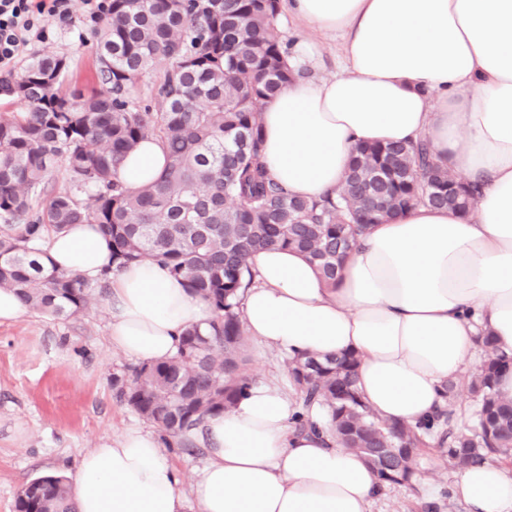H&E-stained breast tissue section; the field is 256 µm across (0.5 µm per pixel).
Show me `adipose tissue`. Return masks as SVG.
<instances>
[{
    "label": "adipose tissue",
    "instance_id": "1",
    "mask_svg": "<svg viewBox=\"0 0 512 512\" xmlns=\"http://www.w3.org/2000/svg\"><path fill=\"white\" fill-rule=\"evenodd\" d=\"M303 27L291 65L319 54L314 34L342 37L344 67L299 77L261 113L270 176L290 195L334 194L356 144L430 143L435 158L479 182L468 215L416 205L373 225L336 287L299 252L251 261L241 300L249 338L287 355L360 359L357 389L383 420L415 424L443 402L480 353L481 332L512 354V0H287ZM167 155L143 141L119 170L129 188L156 178ZM44 262L95 281L111 248L94 224L47 236ZM113 347L141 361L173 355L207 303L154 261L111 274ZM295 407L254 385L196 432L208 459L191 483L198 512H368L380 494L363 457L326 432L292 428ZM181 476L150 431L101 442L72 478L76 512H184ZM455 493L473 512H512V468L461 471Z\"/></svg>",
    "mask_w": 512,
    "mask_h": 512
}]
</instances>
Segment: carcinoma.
Wrapping results in <instances>:
<instances>
[{"label": "carcinoma", "instance_id": "obj_1", "mask_svg": "<svg viewBox=\"0 0 512 512\" xmlns=\"http://www.w3.org/2000/svg\"><path fill=\"white\" fill-rule=\"evenodd\" d=\"M281 0H112L99 31L103 90L85 98L62 94L64 58L30 60L0 90L20 97L24 111L0 114V289L28 309L72 317L94 308L111 271L155 261L208 304L203 331H182L178 349L157 362L112 374L119 398L170 447L191 448L190 431L210 415L231 411L255 384L247 367L240 291L249 286L253 256L272 246L296 249L333 282L337 267L373 224L429 204L465 214L477 186L438 162L430 144L361 143L337 197L291 196L261 161L260 113L294 76L289 44L274 35ZM164 66L153 111L129 97L147 73ZM168 156L162 173L138 189L118 171L149 138ZM65 161L68 186L57 189L53 164ZM460 192L448 194V182ZM40 197L46 205L33 203ZM96 224L112 246V268L92 284L42 260L49 232ZM462 384L476 401L472 423L458 424V384L444 385L447 405L417 426L381 420L356 388L352 354L288 358L285 367L303 401L296 428L321 406L332 435L362 453L379 481L402 486L418 473L424 437L439 431L440 447L460 471L512 457V401L495 392L512 366L493 337ZM15 512H73L71 487L45 475L17 492Z\"/></svg>", "mask_w": 512, "mask_h": 512}]
</instances>
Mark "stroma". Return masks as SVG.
Instances as JSON below:
<instances>
[{"mask_svg":"<svg viewBox=\"0 0 512 512\" xmlns=\"http://www.w3.org/2000/svg\"><path fill=\"white\" fill-rule=\"evenodd\" d=\"M53 35L32 55L64 57L65 91L100 90L96 77V23L83 0H73L72 19H47ZM249 370L256 383L289 389L285 356L249 342ZM109 336L105 304L84 314L53 318L31 310L0 324V512H13L17 490L43 475L73 476L82 455L105 438H118L146 422L123 404L113 373L131 365ZM415 489L386 488L370 512H470L453 491L458 472L434 446L419 459Z\"/></svg>","mask_w":512,"mask_h":512,"instance_id":"stroma-1","label":"stroma"}]
</instances>
